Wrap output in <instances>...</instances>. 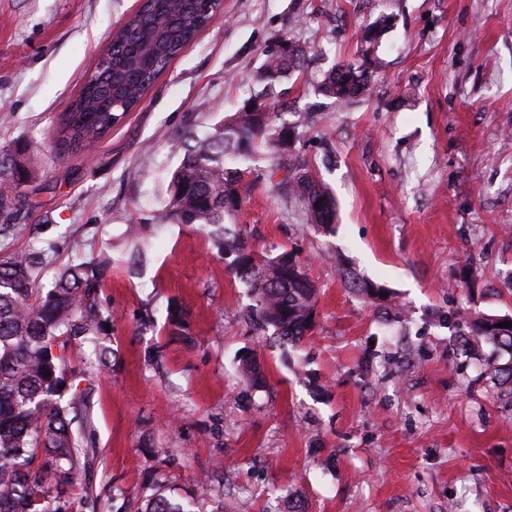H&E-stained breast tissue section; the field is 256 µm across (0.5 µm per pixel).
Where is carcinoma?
<instances>
[{"label": "carcinoma", "instance_id": "carcinoma-1", "mask_svg": "<svg viewBox=\"0 0 512 512\" xmlns=\"http://www.w3.org/2000/svg\"><path fill=\"white\" fill-rule=\"evenodd\" d=\"M217 0H143L112 37L78 99L62 117L60 141L82 150L112 129L138 106L167 65L212 22ZM305 50L288 41V52L265 54L253 75L262 91L205 138L185 134V151L173 172L158 223L188 224L205 231L221 255H231L230 273L251 293L247 311L254 326L298 343L313 328L317 288L292 250L259 254L234 222L240 210L251 163L265 150L287 152L295 125L278 121L283 106L273 97L275 85L302 68ZM377 58L337 65L316 86L319 94L345 102L371 89ZM313 224L335 221L334 203L305 169L289 179ZM112 260L105 254L59 271L51 288L34 287L41 269L40 252H10L0 259V512H72L68 494L94 449L83 445L73 424L80 399L62 400L70 388L66 348L92 347L102 367L112 348L99 292ZM170 334L189 340L183 311H169ZM470 332L512 356V330L483 315L473 318ZM499 384L512 385V361L487 364ZM140 512H189L186 505L155 490Z\"/></svg>", "mask_w": 512, "mask_h": 512}]
</instances>
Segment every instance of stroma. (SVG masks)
<instances>
[{
  "mask_svg": "<svg viewBox=\"0 0 512 512\" xmlns=\"http://www.w3.org/2000/svg\"><path fill=\"white\" fill-rule=\"evenodd\" d=\"M140 0H0V158L26 179L0 199V255L41 249L37 285L100 252L113 356L69 347L76 421L95 455L75 512H137L155 486L196 512H512V392L463 313L512 316V0H224L142 104L90 152L61 153L59 117ZM371 96L319 95L380 17ZM307 62L281 90L308 112L292 155L253 163L236 221L252 248H290L318 289L295 345L257 334L247 288L208 236L154 225L181 135L250 97L267 49ZM300 157L336 205L308 221L284 177ZM152 243L133 259L130 225ZM194 342L168 334L171 305ZM263 377L251 385L241 355ZM224 485L217 502L202 480Z\"/></svg>",
  "mask_w": 512,
  "mask_h": 512,
  "instance_id": "stroma-1",
  "label": "stroma"
}]
</instances>
